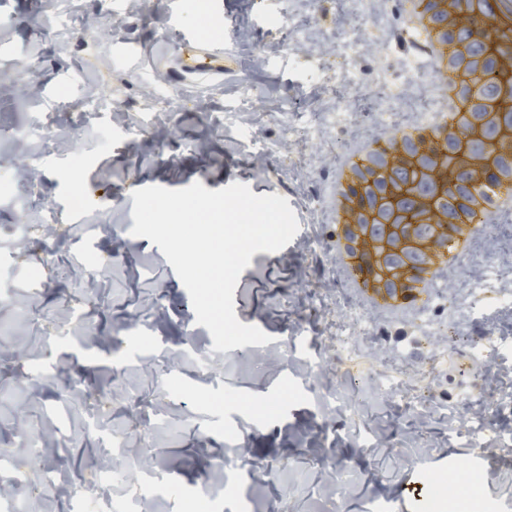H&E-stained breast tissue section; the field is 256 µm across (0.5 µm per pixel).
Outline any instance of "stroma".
<instances>
[{"label":"stroma","instance_id":"obj_1","mask_svg":"<svg viewBox=\"0 0 512 512\" xmlns=\"http://www.w3.org/2000/svg\"><path fill=\"white\" fill-rule=\"evenodd\" d=\"M166 2L137 10L133 0H80L76 33L62 40L49 25L54 0H0V173L11 179L0 189V260H10L0 263L10 288L0 299V448L14 454L0 479H25L30 512H86L105 500L97 463L106 455L130 488L157 495L160 512H198L202 476L232 430L244 465L230 469L209 512H441L432 487L468 467L474 451L462 436L483 412L484 491L512 504V446L496 441L512 432V303L486 306L473 290L476 273L499 265L496 227L449 271L453 310L437 288L395 316L365 309L329 251L338 159L386 128L382 93L429 66L401 0H225L224 79L202 85L168 79ZM107 12L116 28L86 35ZM294 18L301 52L283 46ZM124 45L141 46L146 63L121 59ZM20 56L40 82L38 100L18 89ZM110 94L124 101L122 121L104 111L88 130L67 123L66 113ZM335 94L350 116L301 132L299 116L326 111ZM160 96L168 110L144 126ZM195 182L211 191L240 182L285 197L296 214L292 242L253 254L237 283V319L272 337L278 363L243 347L213 351L173 267L131 233L133 190ZM78 192L87 211L70 206ZM47 206L58 214L57 248L42 265L22 264ZM71 316L88 317L85 335L71 334ZM447 320L455 337L444 342L436 327ZM489 330L500 344L491 359L464 347ZM344 331L352 349L337 345ZM404 391L414 398L407 408ZM103 423L136 445L107 455ZM48 425L62 494L51 473L26 467ZM332 459L346 471L329 484Z\"/></svg>","mask_w":512,"mask_h":512}]
</instances>
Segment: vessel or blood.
Masks as SVG:
<instances>
[{"label": "vessel or blood", "mask_w": 512, "mask_h": 512, "mask_svg": "<svg viewBox=\"0 0 512 512\" xmlns=\"http://www.w3.org/2000/svg\"><path fill=\"white\" fill-rule=\"evenodd\" d=\"M168 24L176 33V42L172 47L176 60L174 79L190 76L207 81L223 74L222 44L205 39L198 29L182 27L177 0H172L170 4Z\"/></svg>", "instance_id": "vessel-or-blood-1"}]
</instances>
